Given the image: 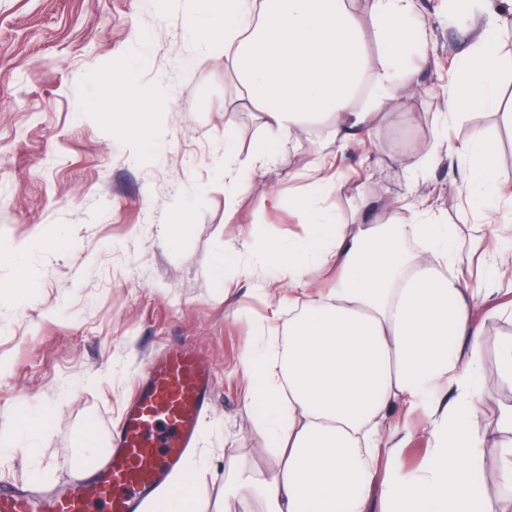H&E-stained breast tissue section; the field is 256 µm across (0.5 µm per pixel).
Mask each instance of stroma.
I'll return each mask as SVG.
<instances>
[{
	"mask_svg": "<svg viewBox=\"0 0 512 512\" xmlns=\"http://www.w3.org/2000/svg\"><path fill=\"white\" fill-rule=\"evenodd\" d=\"M428 28L426 61L403 102L404 123L380 116L367 149L349 154L329 202L342 213L378 194L409 220V203L431 195L465 240L483 234L464 206L461 178L442 162L413 177L412 160L435 137L444 85L473 31L495 16L512 32V0H474L471 16L448 17V0H416ZM132 70L138 95L159 98L144 114L147 146L128 137L120 112L106 110L113 70ZM232 132L240 158L270 135L239 82L224 67L222 44L186 31L184 7L153 0H0V243L23 246L20 263H0V421L50 410L47 441L30 457L18 447L0 459V485L64 487L65 453L81 436L107 441L133 379L158 351L188 345L215 371L201 421L195 483L202 512H258L257 502L224 496V463L268 474L277 467L244 400L246 350L283 327L279 299L287 267L212 277L207 262L225 244L276 247L303 234L288 210L318 153L335 152L327 125L284 143L269 168L241 187L226 210L215 162ZM480 132L498 142L496 162L512 180V126L474 110L450 135ZM185 210L188 224L172 230ZM480 427L486 435L479 493L500 496L499 407L512 383L497 372L512 321L485 318Z\"/></svg>",
	"mask_w": 512,
	"mask_h": 512,
	"instance_id": "35a3bbf8",
	"label": "stroma"
}]
</instances>
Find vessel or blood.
Segmentation results:
<instances>
[{
	"mask_svg": "<svg viewBox=\"0 0 512 512\" xmlns=\"http://www.w3.org/2000/svg\"><path fill=\"white\" fill-rule=\"evenodd\" d=\"M213 380L212 366L191 348L172 347L152 358L110 430L107 458L71 449L65 492L6 486L0 512H95L100 505L105 512H138L194 448Z\"/></svg>",
	"mask_w": 512,
	"mask_h": 512,
	"instance_id": "obj_1",
	"label": "vessel or blood"
}]
</instances>
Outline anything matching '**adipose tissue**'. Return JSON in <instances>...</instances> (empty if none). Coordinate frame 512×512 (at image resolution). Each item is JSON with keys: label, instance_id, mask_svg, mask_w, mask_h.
Returning a JSON list of instances; mask_svg holds the SVG:
<instances>
[{"label": "adipose tissue", "instance_id": "obj_1", "mask_svg": "<svg viewBox=\"0 0 512 512\" xmlns=\"http://www.w3.org/2000/svg\"><path fill=\"white\" fill-rule=\"evenodd\" d=\"M191 36L224 41V64L242 95L277 138L328 122L337 153L367 146L371 121L390 102L394 85L412 72L427 41L413 0H367V13L346 0H186ZM382 46L367 52L364 21ZM505 56L490 28L475 31L449 79L446 112L501 111L499 77ZM496 141L478 135L454 144L436 139L412 163L421 172L437 160L458 161L464 197L489 235L476 250L472 274L455 227L420 209L410 223L390 216L367 222L328 203L338 176L315 172L289 204L305 235L259 257L262 267H288V330L279 351H246L241 366L247 398H261V425L279 459L270 475L224 469V493L258 498L263 512H370L378 472L386 474L383 512H512L501 498L474 488L484 438L482 330L476 316L481 286L512 278V187L495 162ZM276 155L256 145L237 160L224 141V193ZM424 406L433 439L422 468L403 471L398 444L384 429L395 407ZM187 466L142 512H198Z\"/></svg>", "mask_w": 512, "mask_h": 512}]
</instances>
